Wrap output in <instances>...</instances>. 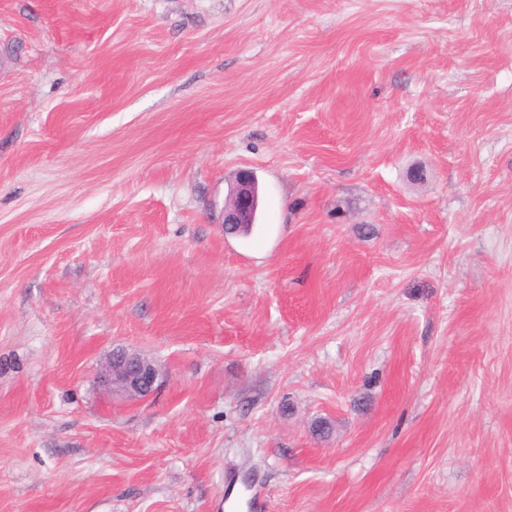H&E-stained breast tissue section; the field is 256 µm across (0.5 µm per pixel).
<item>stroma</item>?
<instances>
[{
	"instance_id": "obj_1",
	"label": "stroma",
	"mask_w": 512,
	"mask_h": 512,
	"mask_svg": "<svg viewBox=\"0 0 512 512\" xmlns=\"http://www.w3.org/2000/svg\"><path fill=\"white\" fill-rule=\"evenodd\" d=\"M251 487L512 512V0H0V512ZM229 203L224 208V224L239 226L254 224L258 207V188L250 170H241L229 194ZM161 375L158 364L135 350H113L99 367V378L114 393L127 399H143L156 389Z\"/></svg>"
}]
</instances>
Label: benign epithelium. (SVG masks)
Masks as SVG:
<instances>
[{
    "instance_id": "benign-epithelium-1",
    "label": "benign epithelium",
    "mask_w": 512,
    "mask_h": 512,
    "mask_svg": "<svg viewBox=\"0 0 512 512\" xmlns=\"http://www.w3.org/2000/svg\"><path fill=\"white\" fill-rule=\"evenodd\" d=\"M258 188L250 170L239 172L224 208L227 226L255 223ZM161 375L158 364L135 350L112 351L99 367V378L114 393L127 399H143L156 389Z\"/></svg>"
}]
</instances>
